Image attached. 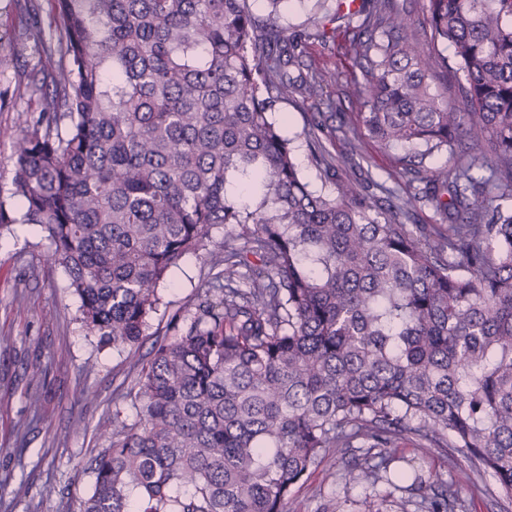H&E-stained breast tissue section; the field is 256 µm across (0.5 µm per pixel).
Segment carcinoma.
Instances as JSON below:
<instances>
[{"instance_id":"1","label":"carcinoma","mask_w":512,"mask_h":512,"mask_svg":"<svg viewBox=\"0 0 512 512\" xmlns=\"http://www.w3.org/2000/svg\"><path fill=\"white\" fill-rule=\"evenodd\" d=\"M283 2L261 21L250 0H52L44 15L23 0L17 15L39 106L0 131L14 158L0 229H43L85 330L138 344L169 269L224 229L220 286L155 344L139 422L112 417L80 512H284L326 455L359 450L339 478L374 487L405 441L468 463L390 483L415 512H466L459 484L488 476L512 500V0H424L428 42L396 0L341 15L366 75L348 91L368 105L357 122L405 152L406 195L385 207L339 174L356 164L316 118L304 139L330 188L311 190L268 117L334 78L303 61L324 21L291 32ZM438 43L460 107L433 91ZM460 147L453 167L423 166ZM426 204L446 229L408 228Z\"/></svg>"}]
</instances>
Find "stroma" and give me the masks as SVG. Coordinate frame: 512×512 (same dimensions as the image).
<instances>
[{"instance_id": "stroma-1", "label": "stroma", "mask_w": 512, "mask_h": 512, "mask_svg": "<svg viewBox=\"0 0 512 512\" xmlns=\"http://www.w3.org/2000/svg\"><path fill=\"white\" fill-rule=\"evenodd\" d=\"M344 32L306 47L309 70L334 72L327 90L334 117L320 137L336 156L354 154L362 172L393 188L403 183L398 150H383L360 133L335 132L337 113L363 111L346 87L361 69L347 57ZM35 100L18 82L0 81V128L19 132ZM313 109L289 98L271 117L294 138L297 160L312 189L324 185L312 166L303 130ZM48 242L41 229L21 233L19 225L0 233V512H78L94 484L90 462L112 443V416L134 423L139 401L136 373L156 341L168 332L174 313L193 310L210 268L200 253L185 255L159 288L160 304L145 336L133 349L100 347L81 326V301L64 269L47 262ZM343 463L329 455L299 484L287 512H323L328 500L341 512H365L369 496L386 484L344 483L336 477Z\"/></svg>"}]
</instances>
